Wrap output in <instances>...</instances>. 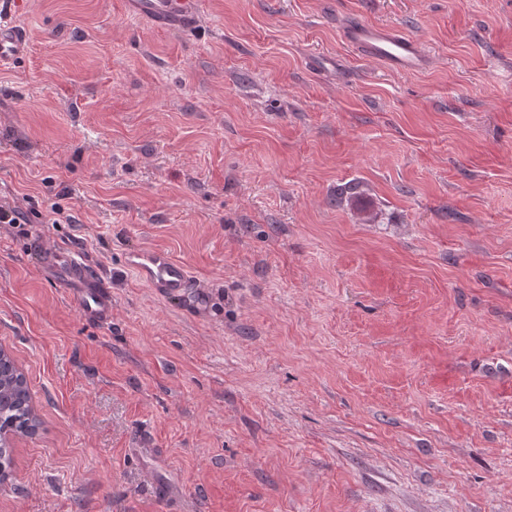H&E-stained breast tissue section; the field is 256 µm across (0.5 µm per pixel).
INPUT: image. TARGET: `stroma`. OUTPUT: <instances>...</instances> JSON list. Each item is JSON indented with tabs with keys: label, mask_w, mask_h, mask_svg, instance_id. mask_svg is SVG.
Returning <instances> with one entry per match:
<instances>
[{
	"label": "stroma",
	"mask_w": 512,
	"mask_h": 512,
	"mask_svg": "<svg viewBox=\"0 0 512 512\" xmlns=\"http://www.w3.org/2000/svg\"><path fill=\"white\" fill-rule=\"evenodd\" d=\"M201 2L184 31L122 0L17 14L0 348L40 425L0 512H512V0ZM351 23L427 69L353 51ZM137 248L188 292L156 295ZM344 37L355 51L397 73H417L428 64L419 44L391 27L360 23L351 26ZM125 259L138 277L160 295L178 296L190 284L186 266L164 250L133 249L126 254ZM61 283L70 286L72 295L85 321L108 324L112 320V294L88 275L73 251H48Z\"/></svg>",
	"instance_id": "35a3bbf8"
}]
</instances>
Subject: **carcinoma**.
Listing matches in <instances>:
<instances>
[{
    "label": "carcinoma",
    "mask_w": 512,
    "mask_h": 512,
    "mask_svg": "<svg viewBox=\"0 0 512 512\" xmlns=\"http://www.w3.org/2000/svg\"><path fill=\"white\" fill-rule=\"evenodd\" d=\"M30 400L24 375L8 358H0V471L12 462L7 435H31L37 427Z\"/></svg>",
    "instance_id": "carcinoma-1"
}]
</instances>
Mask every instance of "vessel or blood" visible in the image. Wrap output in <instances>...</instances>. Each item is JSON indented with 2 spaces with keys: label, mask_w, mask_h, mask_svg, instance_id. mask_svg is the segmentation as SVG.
Listing matches in <instances>:
<instances>
[{
  "label": "vessel or blood",
  "mask_w": 512,
  "mask_h": 512,
  "mask_svg": "<svg viewBox=\"0 0 512 512\" xmlns=\"http://www.w3.org/2000/svg\"><path fill=\"white\" fill-rule=\"evenodd\" d=\"M8 9L0 8V67L11 66L25 55V40L12 24L10 13L23 0H7ZM124 15L146 17L164 28H183L198 21L199 0H123ZM347 43L363 56L383 62L397 73L424 70L428 58L419 44L398 30L381 25L360 23L344 34ZM61 283L69 292L85 321L106 324L112 319V295L88 275L77 254L71 251H49ZM127 265L150 288L163 296H177L190 284L186 266L168 252L154 248L130 250Z\"/></svg>",
  "instance_id": "vessel-or-blood-1"
}]
</instances>
